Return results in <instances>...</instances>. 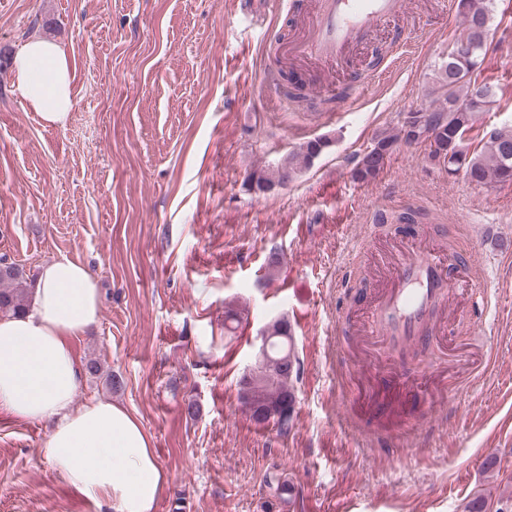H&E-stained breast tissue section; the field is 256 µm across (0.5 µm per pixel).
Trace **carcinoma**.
Returning a JSON list of instances; mask_svg holds the SVG:
<instances>
[{"instance_id": "obj_1", "label": "carcinoma", "mask_w": 512, "mask_h": 512, "mask_svg": "<svg viewBox=\"0 0 512 512\" xmlns=\"http://www.w3.org/2000/svg\"><path fill=\"white\" fill-rule=\"evenodd\" d=\"M488 0H458L463 27L456 36L465 40L470 49L448 59L437 73L436 81L443 89V100L422 109L431 132L428 159L443 163L477 184L488 181L512 183V129H495L485 139L472 136L479 116L494 103L493 84L483 75L484 49L491 31V10ZM405 127L392 135L380 136L363 154L357 156L352 175L368 182L383 169L393 148L403 141ZM330 146L327 138H315L302 144L276 166L255 170L248 175L250 186L267 191L285 183L286 179L308 169L313 161ZM22 270L0 258V315H17L25 311L26 300L21 288ZM265 333L272 337L269 355L258 361L251 376L259 383L260 395L266 401H277L294 392L292 375L284 360L296 355L295 343L288 319L279 317L271 321ZM263 512L291 505L296 498L294 483L283 474L272 471L265 476ZM462 512H512V493L480 494L466 503Z\"/></svg>"}]
</instances>
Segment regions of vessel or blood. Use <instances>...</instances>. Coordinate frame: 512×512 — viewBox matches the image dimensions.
I'll return each instance as SVG.
<instances>
[{"label":"vessel or blood","instance_id":"1","mask_svg":"<svg viewBox=\"0 0 512 512\" xmlns=\"http://www.w3.org/2000/svg\"><path fill=\"white\" fill-rule=\"evenodd\" d=\"M406 0H325L295 52L315 61L344 63L350 48L366 41L374 23L404 13ZM388 284L367 311L366 336L386 346L414 348L437 335L436 315L464 283L455 256L410 246L384 256Z\"/></svg>","mask_w":512,"mask_h":512}]
</instances>
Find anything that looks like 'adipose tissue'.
I'll return each mask as SVG.
<instances>
[{"label":"adipose tissue","instance_id":"adipose-tissue-1","mask_svg":"<svg viewBox=\"0 0 512 512\" xmlns=\"http://www.w3.org/2000/svg\"><path fill=\"white\" fill-rule=\"evenodd\" d=\"M12 70L43 125L65 126L76 107L65 47L29 39ZM99 306L87 265L61 257L40 266L29 309L0 317V410L49 424L47 456L77 493L107 499L112 512H154L166 473L139 420L107 399L74 403L83 368L72 342L96 324Z\"/></svg>","mask_w":512,"mask_h":512}]
</instances>
